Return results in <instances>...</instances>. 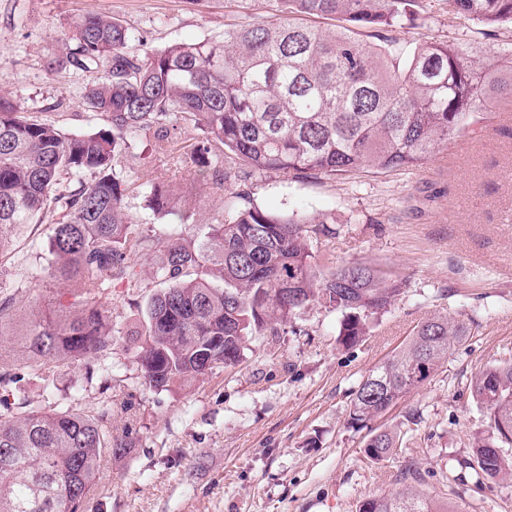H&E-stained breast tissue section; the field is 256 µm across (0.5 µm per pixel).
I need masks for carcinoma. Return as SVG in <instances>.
<instances>
[{
  "instance_id": "carcinoma-1",
  "label": "carcinoma",
  "mask_w": 512,
  "mask_h": 512,
  "mask_svg": "<svg viewBox=\"0 0 512 512\" xmlns=\"http://www.w3.org/2000/svg\"><path fill=\"white\" fill-rule=\"evenodd\" d=\"M275 2L273 21L226 25L219 37L142 54L122 21L83 16L67 59L102 69L80 96L93 120L88 130L66 132L0 94V262L13 238L53 213L44 277L62 285L56 314L22 335L9 331L10 308L0 302V404L11 398L17 406L0 414V512H83L102 459L125 448L106 410L91 417L64 400L48 410L28 403L18 370L41 373L54 396L52 368L111 357L116 338L102 296L137 287L146 252L164 255L154 274L159 288L129 349L152 391L237 364L252 337L293 326L314 305L339 312L337 342L357 346L408 286L404 275L365 261L321 269L314 242L335 235V215L272 212L240 190L199 241L142 234L127 213L135 193L152 218L194 223L173 190L129 165L142 134L171 152L179 140L167 122L180 117L194 132L186 145L193 179L242 186L264 173L417 169L480 105H512V0H446L468 31L508 36L486 48L468 37L426 42L404 69L394 63L393 38L366 37L415 24L424 0ZM317 18L340 25L326 29L312 23ZM470 335L465 321L432 316L359 381L348 424L368 430V458L384 461L402 444L400 428L373 422ZM470 392L486 423L472 443V469L488 481L511 478L512 353L481 369ZM356 512L458 510L407 488L367 495Z\"/></svg>"
}]
</instances>
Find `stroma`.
I'll list each match as a JSON object with an SVG mask.
<instances>
[{
    "label": "stroma",
    "mask_w": 512,
    "mask_h": 512,
    "mask_svg": "<svg viewBox=\"0 0 512 512\" xmlns=\"http://www.w3.org/2000/svg\"><path fill=\"white\" fill-rule=\"evenodd\" d=\"M427 7L419 26L394 33L400 64L416 45L451 41L463 29L443 0ZM89 13L120 19L134 47L150 51L217 37L228 24L271 20L276 11L273 0H0V93L71 132L88 127L78 98L99 74L62 57L71 28ZM152 142L149 134L139 138L138 165L189 194L195 221L179 225L183 237L203 233L223 215L227 191L194 180L186 162ZM246 190L268 210L335 214V238L318 246L321 265L390 266L407 277V291L352 349L336 341L340 313L315 306L299 320L300 334L254 337L235 366L166 391L144 387L139 364L119 342L109 381H101L103 361L94 356L62 368L59 387L70 404L87 415L108 410L113 436L128 443L103 460L85 512H355L363 496L397 490L408 465L422 473L426 493L459 512H512V479L485 487L463 465L483 417L469 383L512 353V106L484 112L415 170L348 179L268 173ZM55 222L46 214L15 238L13 259L0 266V298L10 302L15 330L56 301L42 273ZM157 259L142 258L140 287L102 298L120 334L144 315ZM434 314L464 320L472 333L386 414L389 426L412 411L421 421L393 456L373 462L363 432L347 424L350 394Z\"/></svg>",
    "instance_id": "obj_1"
}]
</instances>
